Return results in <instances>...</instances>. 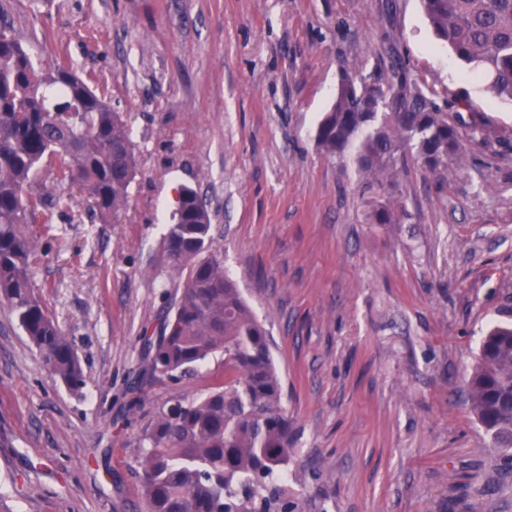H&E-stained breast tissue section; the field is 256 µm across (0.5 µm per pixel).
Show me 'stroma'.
I'll return each instance as SVG.
<instances>
[{"mask_svg": "<svg viewBox=\"0 0 512 512\" xmlns=\"http://www.w3.org/2000/svg\"><path fill=\"white\" fill-rule=\"evenodd\" d=\"M0 22L122 113L136 160L112 224L54 162L37 175L54 220L24 227L29 277L84 384L52 376L0 304V512H144V435L223 381L220 354L176 380L147 368L181 285L162 241L185 185L270 333L307 512H512V456L466 386L487 331L512 325V103L465 73L420 0H0ZM397 60L485 126L447 179L408 158L401 223L373 224L315 133L342 75Z\"/></svg>", "mask_w": 512, "mask_h": 512, "instance_id": "stroma-1", "label": "stroma"}]
</instances>
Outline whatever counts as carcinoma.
Returning a JSON list of instances; mask_svg holds the SVG:
<instances>
[{"mask_svg": "<svg viewBox=\"0 0 512 512\" xmlns=\"http://www.w3.org/2000/svg\"><path fill=\"white\" fill-rule=\"evenodd\" d=\"M435 36L495 99L512 102V0H421ZM442 112L395 64L345 75L316 130L331 158L350 162L374 191L369 220L398 224L396 175L406 151L435 175L465 155L464 134L483 123ZM87 191L104 220L118 216L135 177L133 142L119 112L63 65H34L0 28V302L16 314L49 373L83 384L77 352L35 296V255L22 225L42 207L32 192L42 161ZM211 217L197 191L183 187L163 240L166 266L184 276L148 369L183 377L217 352L226 379L207 394L162 411L138 460L147 512H304L288 491L295 439L282 381L263 323L252 313L212 247ZM471 409L499 445L512 449V327L481 340L467 381Z\"/></svg>", "mask_w": 512, "mask_h": 512, "instance_id": "carcinoma-1", "label": "carcinoma"}]
</instances>
